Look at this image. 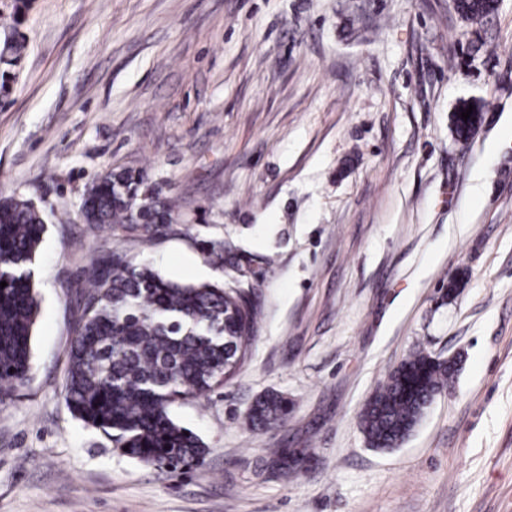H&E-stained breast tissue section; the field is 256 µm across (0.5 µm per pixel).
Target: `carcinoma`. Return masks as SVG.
Masks as SVG:
<instances>
[{
	"label": "carcinoma",
	"instance_id": "cac0c4a2",
	"mask_svg": "<svg viewBox=\"0 0 512 512\" xmlns=\"http://www.w3.org/2000/svg\"><path fill=\"white\" fill-rule=\"evenodd\" d=\"M499 0H453L461 16L483 22ZM26 45L18 32L4 35L0 61L18 62ZM453 115L458 138L468 139L483 119ZM154 194L147 177L134 169L113 170L84 194L77 217L107 224L124 236L151 239L179 216L176 200L164 198L133 223V207ZM45 231L41 212L28 199L0 197V402L30 377V340L39 312L33 262ZM205 255L215 265L243 273L239 259L221 242ZM68 349L64 400L72 414L101 430L125 455L176 472L204 458L201 439L170 416V406L231 377L257 328V309L240 289L218 284H181L156 270L108 251L86 272ZM457 365L423 351L406 358L365 404L361 424L373 448H395L415 429L435 396L448 386ZM288 399L268 392L256 399L249 421L269 428L285 420ZM102 422H97V419Z\"/></svg>",
	"mask_w": 512,
	"mask_h": 512
}]
</instances>
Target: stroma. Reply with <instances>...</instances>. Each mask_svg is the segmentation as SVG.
Segmentation results:
<instances>
[{"label":"stroma","mask_w":512,"mask_h":512,"mask_svg":"<svg viewBox=\"0 0 512 512\" xmlns=\"http://www.w3.org/2000/svg\"><path fill=\"white\" fill-rule=\"evenodd\" d=\"M16 3L0 193L45 232L31 377L0 403V512H512V0L482 24L452 0ZM465 104L483 119L461 142ZM120 168L181 201L154 239L76 218ZM210 240L245 276L206 261ZM112 248L260 311L235 377L171 407L201 465L130 458L64 403L77 293ZM419 349L459 372L373 448L362 408ZM270 391L290 413L252 427ZM468 107L469 105L466 104L461 106L453 115L454 130L459 139L467 140L481 124L483 119L482 108L480 106H474L470 118L464 121L461 118V112H465Z\"/></svg>","instance_id":"1"}]
</instances>
